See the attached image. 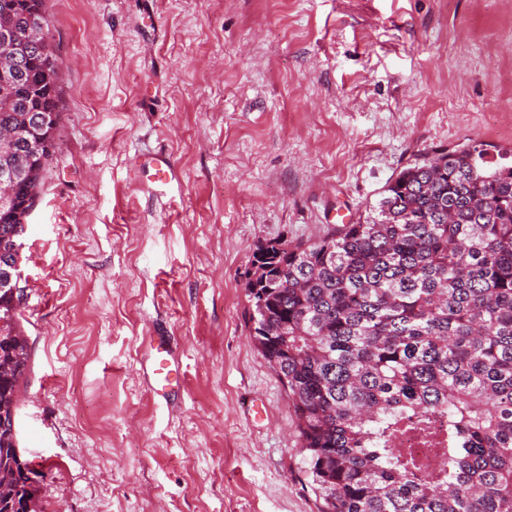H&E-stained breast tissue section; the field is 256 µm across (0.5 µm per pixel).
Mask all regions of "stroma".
<instances>
[{"label": "stroma", "mask_w": 512, "mask_h": 512, "mask_svg": "<svg viewBox=\"0 0 512 512\" xmlns=\"http://www.w3.org/2000/svg\"><path fill=\"white\" fill-rule=\"evenodd\" d=\"M61 111L27 215L37 512H318L250 336L258 244L366 218L434 148H512V0H44ZM176 177L148 188L137 160ZM163 336L182 383H145Z\"/></svg>", "instance_id": "stroma-1"}]
</instances>
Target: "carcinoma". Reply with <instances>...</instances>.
I'll use <instances>...</instances> for the list:
<instances>
[{
	"label": "carcinoma",
	"instance_id": "obj_1",
	"mask_svg": "<svg viewBox=\"0 0 512 512\" xmlns=\"http://www.w3.org/2000/svg\"><path fill=\"white\" fill-rule=\"evenodd\" d=\"M21 39L27 0H0ZM22 50L0 83V130L18 138L0 173L29 165L18 117L59 116V77ZM25 225L0 211V250ZM245 284L252 337L288 389L319 512H512V152L434 150L391 180L363 221L320 241L256 247ZM0 289V321L17 299ZM27 339L0 341V415L14 414ZM411 431L428 463L392 446ZM0 512H35L17 435L0 428Z\"/></svg>",
	"mask_w": 512,
	"mask_h": 512
}]
</instances>
